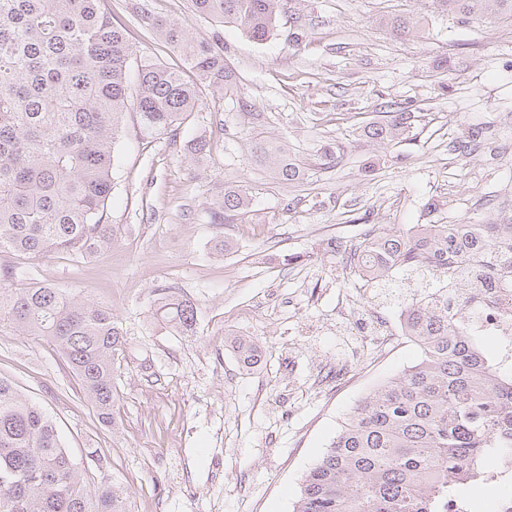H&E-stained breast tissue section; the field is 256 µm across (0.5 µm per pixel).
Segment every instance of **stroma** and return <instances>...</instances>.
Listing matches in <instances>:
<instances>
[{
	"label": "stroma",
	"mask_w": 512,
	"mask_h": 512,
	"mask_svg": "<svg viewBox=\"0 0 512 512\" xmlns=\"http://www.w3.org/2000/svg\"><path fill=\"white\" fill-rule=\"evenodd\" d=\"M110 6L136 56L168 64L176 52L139 18L186 21L195 39L223 46L238 90L204 89L190 122L157 138L127 127L107 207L111 250L17 263L23 283L111 306L126 339L112 424L46 341L0 335V376L54 421L87 482L124 484L130 512H292L352 407L419 355L407 337H384L419 278L402 271L393 288H365L348 254L374 228L495 224L512 212V20L465 23L435 0H303L255 43L193 15L188 0ZM388 12L426 23L396 37L377 23ZM393 104L414 114L407 138H372ZM196 133L212 151L191 163L183 145ZM262 138L287 143L303 180L254 164ZM228 182L248 191L250 211L212 223ZM218 236L233 253L213 254ZM163 284L196 305L195 336L153 317ZM233 336L257 338L261 360L239 364Z\"/></svg>",
	"instance_id": "1"
}]
</instances>
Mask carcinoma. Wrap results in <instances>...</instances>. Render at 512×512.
Returning <instances> with one entry per match:
<instances>
[{
	"instance_id": "obj_1",
	"label": "carcinoma",
	"mask_w": 512,
	"mask_h": 512,
	"mask_svg": "<svg viewBox=\"0 0 512 512\" xmlns=\"http://www.w3.org/2000/svg\"><path fill=\"white\" fill-rule=\"evenodd\" d=\"M192 11L238 28L254 42L276 27L283 0H190ZM469 21L512 18V0H435ZM396 34L421 19L388 14ZM182 66L146 60L135 97L134 55L107 0H0V258L68 254L85 258L112 248L106 223L115 145L133 110L136 133L176 131L200 111L201 89L237 88L218 45L197 41L181 22L152 20ZM399 106L374 124L375 139L394 141L411 126ZM209 141L195 136L185 154L197 160ZM256 162L290 183L302 167L280 141H263ZM242 186L224 183L211 202L219 224L249 211ZM368 286L393 281L400 268L425 269L435 287L404 301L405 334L417 363L369 394L349 415L322 458L304 476L293 512H433L437 494L463 490L493 453L512 457V366L478 336L457 331L475 290L512 288V224H413L374 231L352 255ZM153 315L179 336L196 332V306L157 290ZM50 340L99 420L112 423V371L124 346L112 307L63 288L20 284L0 261V335ZM243 364L261 357L258 340L235 337ZM0 512H130L127 491L111 477L90 491L54 423L0 377Z\"/></svg>"
}]
</instances>
